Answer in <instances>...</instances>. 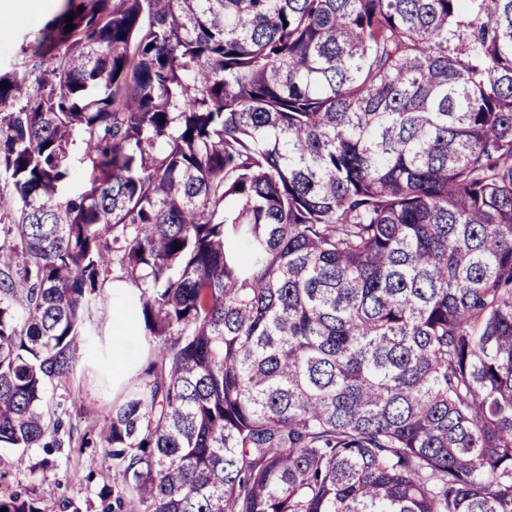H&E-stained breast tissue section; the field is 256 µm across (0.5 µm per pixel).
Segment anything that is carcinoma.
<instances>
[{"label":"carcinoma","instance_id":"1","mask_svg":"<svg viewBox=\"0 0 512 512\" xmlns=\"http://www.w3.org/2000/svg\"><path fill=\"white\" fill-rule=\"evenodd\" d=\"M60 2L0 69V446L117 266L135 512H512V0Z\"/></svg>","mask_w":512,"mask_h":512}]
</instances>
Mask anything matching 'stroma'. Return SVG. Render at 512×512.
I'll return each instance as SVG.
<instances>
[{
    "mask_svg": "<svg viewBox=\"0 0 512 512\" xmlns=\"http://www.w3.org/2000/svg\"><path fill=\"white\" fill-rule=\"evenodd\" d=\"M57 8L58 0H12L13 19L0 27V67L16 61L24 38ZM125 345L126 360L116 365L99 360L95 347L81 342L69 382L46 391L52 417L62 423V447L30 449L21 466L16 463L17 449L0 447V493L32 497L43 512H58L64 499L75 501L82 512H99L97 484L86 479L89 461L102 457L97 432L113 404L144 383L153 359L150 344L140 334H133Z\"/></svg>",
    "mask_w": 512,
    "mask_h": 512,
    "instance_id": "1",
    "label": "stroma"
}]
</instances>
